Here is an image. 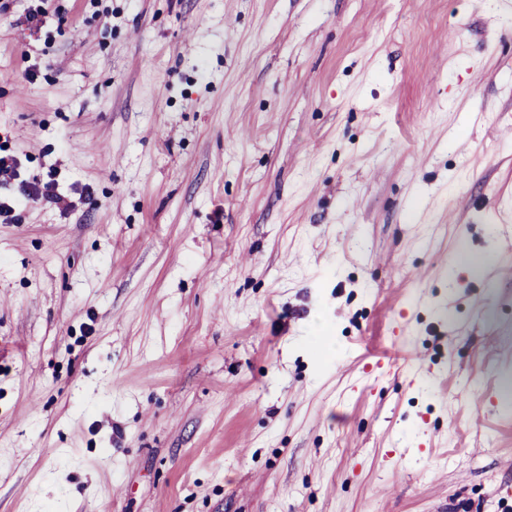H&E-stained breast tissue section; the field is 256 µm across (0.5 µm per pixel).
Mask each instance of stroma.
Wrapping results in <instances>:
<instances>
[{
    "mask_svg": "<svg viewBox=\"0 0 512 512\" xmlns=\"http://www.w3.org/2000/svg\"><path fill=\"white\" fill-rule=\"evenodd\" d=\"M0 512H512V0H6ZM20 195L26 201H48L67 208L63 198L56 193L53 181L44 182L40 177L34 175L21 181Z\"/></svg>",
    "mask_w": 512,
    "mask_h": 512,
    "instance_id": "1",
    "label": "stroma"
}]
</instances>
